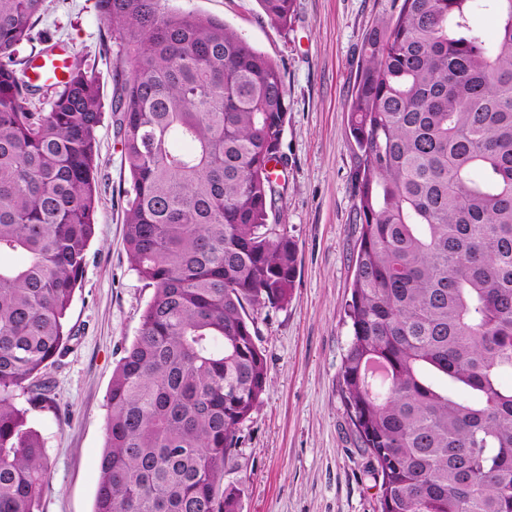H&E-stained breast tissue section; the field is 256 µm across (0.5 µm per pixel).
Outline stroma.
Returning a JSON list of instances; mask_svg holds the SVG:
<instances>
[{
	"instance_id": "35a3bbf8",
	"label": "stroma",
	"mask_w": 512,
	"mask_h": 512,
	"mask_svg": "<svg viewBox=\"0 0 512 512\" xmlns=\"http://www.w3.org/2000/svg\"><path fill=\"white\" fill-rule=\"evenodd\" d=\"M168 7L229 24L282 66L288 90L286 190L275 215L297 243L299 274L287 304L257 314L269 386L241 428L223 483L241 488L240 512H378V488L355 444L340 383L359 236L348 104L364 36L397 12L398 0H296L285 29L257 0H169ZM105 32L96 0H46L20 51L35 58L46 44L67 46L98 78L104 103L95 231L67 315L74 338L49 371L53 403L34 408L26 396L16 399L51 466L41 512H92L112 374L153 295L123 240L131 179L111 108L116 57L98 51Z\"/></svg>"
}]
</instances>
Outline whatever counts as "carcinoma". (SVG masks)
I'll use <instances>...</instances> for the list:
<instances>
[{"label":"carcinoma","instance_id":"cac0c4a2","mask_svg":"<svg viewBox=\"0 0 512 512\" xmlns=\"http://www.w3.org/2000/svg\"><path fill=\"white\" fill-rule=\"evenodd\" d=\"M167 0H97L131 176L125 244L154 293L112 374L93 512H239L222 486L268 385L254 312L298 249L270 223L288 115L278 63ZM402 0L367 31L348 106L360 234L342 392L379 512H512V0ZM45 0H0V512L51 468L15 400L53 402L97 209L103 93L82 61L31 82ZM286 28L294 0H258ZM51 91L48 108L33 102ZM471 24L475 29L481 32L487 41L492 42L495 40L499 27V19L491 8L482 7L476 10L471 17Z\"/></svg>","mask_w":512,"mask_h":512}]
</instances>
